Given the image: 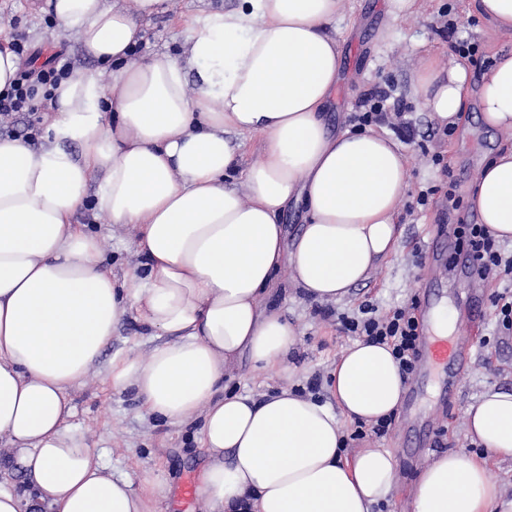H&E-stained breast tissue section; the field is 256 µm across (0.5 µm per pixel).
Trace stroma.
Segmentation results:
<instances>
[{"label": "stroma", "mask_w": 512, "mask_h": 512, "mask_svg": "<svg viewBox=\"0 0 512 512\" xmlns=\"http://www.w3.org/2000/svg\"><path fill=\"white\" fill-rule=\"evenodd\" d=\"M44 2L0 0V25L6 36L20 38L26 49L41 50L43 56L60 50L73 66L87 65L76 31H58L51 15L42 10ZM234 4L235 0H167L166 10L145 23L143 53L183 56L188 34L179 23L180 17L220 11ZM452 19L463 36L478 46L476 54L467 60L474 76H481L489 67L496 51L512 50L511 37L489 43L485 21L468 10L467 0H418L417 12L397 21L387 14L383 0H347L346 15L337 24L341 76L327 122L334 132L356 129L355 112L361 111L364 99L377 88L392 90L403 100L415 136L412 143L402 146L409 192L399 218L398 253L388 264L372 271L348 297L335 303L310 302L293 284L290 269H282L265 304L283 313L298 328L296 347L285 363L291 377L285 380L259 369L244 355L227 376L234 392L259 398L287 381L307 396L335 406L328 389L330 373L354 342L340 330L337 315L357 312L367 302L385 312L409 304L413 297L426 292L432 300L446 301L458 316L468 313L469 293L451 257H436L432 251L441 248L449 225L456 223L458 216H470L472 182L487 156L512 141L488 130L472 101L467 104V131L440 139V124L431 120L413 94V79L427 52H436L443 66L454 58L446 31ZM436 155L442 158V165L433 163ZM445 166L450 169L446 176L441 173ZM430 187L434 195L427 205H418L419 193ZM451 190L459 203L454 216L445 209ZM76 221L99 235L105 260L116 272L140 264L131 229L112 224L106 215L92 208L78 214ZM507 285V280L499 277L479 285L485 299L483 325L475 334V347L462 368L464 380L452 399L441 396L436 372L419 374L416 399L398 408L386 436L370 434L346 446L350 455L362 448H389L394 452L396 485L390 498L374 505L373 512H411L410 490L432 457L453 449L477 452L465 428L467 408L489 387L512 391V333L499 329L497 311L490 302ZM154 344V338L129 315L117 327L108 352L144 356ZM104 370L101 364L93 367L71 391L75 407L72 426L84 435L90 447L97 449L113 476L135 481L150 471L166 482L170 493L159 505L161 512H194L195 475L204 463L195 427H174L151 417L133 393L109 389L103 382Z\"/></svg>", "instance_id": "1"}]
</instances>
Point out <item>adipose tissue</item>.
Listing matches in <instances>:
<instances>
[{"mask_svg": "<svg viewBox=\"0 0 512 512\" xmlns=\"http://www.w3.org/2000/svg\"><path fill=\"white\" fill-rule=\"evenodd\" d=\"M345 0H239L189 17V54L142 57L141 22L166 0H46L76 30L89 66L62 79L40 143L0 137V440L20 485L0 512H157L166 485L116 478L71 427L70 391L127 314L161 342L122 355L104 382L136 393L171 426L199 421L207 457L197 512H371L396 479L393 453L346 457L340 421L394 413L404 380L391 349L359 341L331 373L335 408L287 386L262 399L229 394L241 356L282 370L295 325L261 300L289 267L316 302L338 301L395 255L409 184L400 145L366 128L331 133L324 120L341 70L336 22ZM195 73V85L186 76ZM481 119L512 134V52L481 76L426 61L414 94L430 118L457 124L470 93ZM259 136L243 167L239 138ZM478 223L512 241V147L487 158L470 195ZM303 204L288 237L281 222ZM131 228L142 268L117 276L98 236L76 221L87 206ZM484 459L451 450L419 476L412 512H494L489 461L512 462V392L488 388L466 412Z\"/></svg>", "mask_w": 512, "mask_h": 512, "instance_id": "1", "label": "adipose tissue"}]
</instances>
